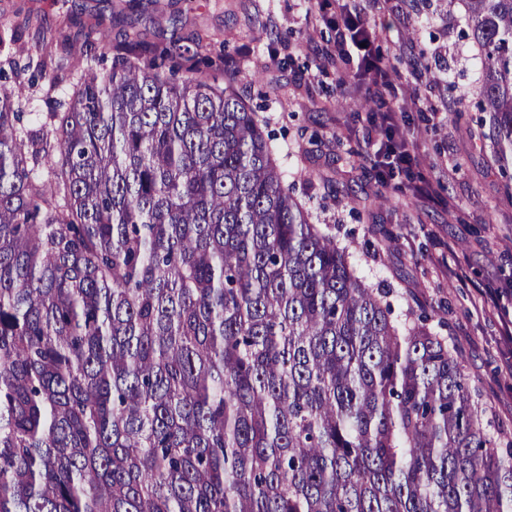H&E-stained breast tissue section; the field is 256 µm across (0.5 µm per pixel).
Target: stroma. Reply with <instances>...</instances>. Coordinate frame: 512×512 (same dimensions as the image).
<instances>
[{
	"instance_id": "stroma-1",
	"label": "stroma",
	"mask_w": 512,
	"mask_h": 512,
	"mask_svg": "<svg viewBox=\"0 0 512 512\" xmlns=\"http://www.w3.org/2000/svg\"><path fill=\"white\" fill-rule=\"evenodd\" d=\"M359 3L386 30L378 46L399 95L421 99L409 135L439 201L380 185L369 114L336 85L353 77L352 62L309 77L308 66L335 49L314 0H0V68L45 60L20 98L29 119L43 120L69 93L55 75L75 80L111 67L80 56L88 39L200 40L236 73L237 92L272 135L285 187L313 223L348 248L367 284L390 290L399 319L434 313V332L457 354L504 444L512 440V342L500 334L512 325V166L501 165L488 113L465 95L480 74L470 30L458 0ZM368 195L377 202L366 214Z\"/></svg>"
}]
</instances>
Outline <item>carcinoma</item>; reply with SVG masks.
Segmentation results:
<instances>
[{
  "label": "carcinoma",
  "instance_id": "1",
  "mask_svg": "<svg viewBox=\"0 0 512 512\" xmlns=\"http://www.w3.org/2000/svg\"><path fill=\"white\" fill-rule=\"evenodd\" d=\"M512 150V0H459ZM49 122L0 93V512H512L448 343L394 316L188 45Z\"/></svg>",
  "mask_w": 512,
  "mask_h": 512
}]
</instances>
